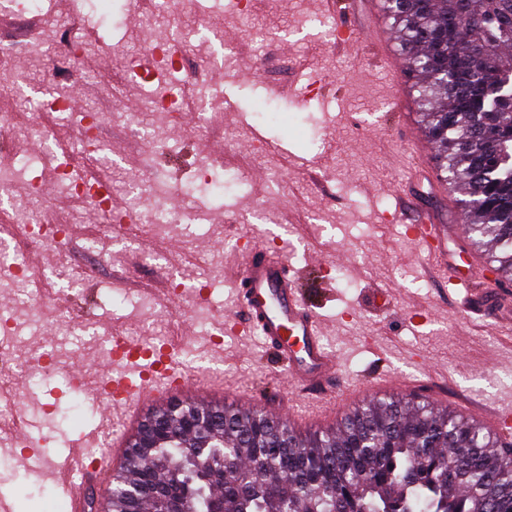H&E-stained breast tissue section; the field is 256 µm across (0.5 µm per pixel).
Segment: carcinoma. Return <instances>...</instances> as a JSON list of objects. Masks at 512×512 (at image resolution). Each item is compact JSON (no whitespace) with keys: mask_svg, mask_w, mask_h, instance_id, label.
<instances>
[{"mask_svg":"<svg viewBox=\"0 0 512 512\" xmlns=\"http://www.w3.org/2000/svg\"><path fill=\"white\" fill-rule=\"evenodd\" d=\"M404 34L437 168L469 196L472 240L512 277V0H383ZM448 100L444 107L436 105ZM502 443L419 396L374 397L336 429L300 433L261 408L150 413L105 512H512Z\"/></svg>","mask_w":512,"mask_h":512,"instance_id":"carcinoma-1","label":"carcinoma"}]
</instances>
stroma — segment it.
<instances>
[{
    "instance_id": "1",
    "label": "stroma",
    "mask_w": 512,
    "mask_h": 512,
    "mask_svg": "<svg viewBox=\"0 0 512 512\" xmlns=\"http://www.w3.org/2000/svg\"><path fill=\"white\" fill-rule=\"evenodd\" d=\"M327 15L325 0H181L155 17L130 0H110L105 12L88 0H40L33 13L0 11V39L54 42L63 24L77 22L95 37L77 67L62 68L59 54L47 50L0 71V113L14 115L0 160L39 153L31 130L41 123L53 126L61 140L78 137L75 127L28 102L33 88L67 90L76 83L80 107L99 113L112 177L138 173L152 159L155 180L143 188V206L174 209L159 194L161 181L201 185L205 173L218 169L237 179L223 195L202 193L205 206L194 223L140 224L124 245L100 231L93 205L66 196L50 175L42 177L49 194L35 198L28 176L15 178L10 200L0 204V239L10 238L13 211L25 206L73 232L72 250L39 248L26 261L51 275L53 289L68 290L75 332L63 334L54 305L46 304L16 346L20 361L32 349L57 346L58 376L39 385L22 369L0 377L18 386V405L41 425L30 443L5 456L0 472L13 491L33 495L36 512H53L57 494L50 479L32 480V455L50 462L98 422L87 410L76 423L59 422L76 400L69 390L73 370L81 369L90 385L111 372L81 327L86 307L138 342L145 341L149 324L173 321L186 352L202 359L207 377L223 381L222 404L243 399L309 409L263 354L259 337L228 333L222 346L208 345L218 320L197 310L194 295L172 288L176 281L209 283L214 307L227 310L231 285L224 273L240 268L254 240L301 269L326 342L351 380L374 390L395 378L393 395L422 394L484 424L512 411V342L496 327L472 324L460 305L461 290L400 236L399 225L385 221L409 176V144L397 129L399 114L419 113L411 80L389 78L369 36L337 51L317 26ZM168 33L187 37L180 67L156 70L153 82L219 81L224 88L220 95L207 93L204 114L173 123L150 109L152 82L121 78L126 64ZM228 96L238 111H225ZM256 126L270 139L288 141L293 154L314 158L315 168L302 169L293 155L265 147L253 135ZM147 129L155 132V143L143 140ZM265 207L273 223H258ZM87 268L93 281L80 277ZM378 289L386 292L387 307L375 305Z\"/></svg>"
}]
</instances>
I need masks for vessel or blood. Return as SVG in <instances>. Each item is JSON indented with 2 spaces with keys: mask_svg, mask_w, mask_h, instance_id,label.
Returning <instances> with one entry per match:
<instances>
[{
  "mask_svg": "<svg viewBox=\"0 0 512 512\" xmlns=\"http://www.w3.org/2000/svg\"><path fill=\"white\" fill-rule=\"evenodd\" d=\"M337 19L336 42H354L366 29L382 30L373 0H333ZM394 223L405 225L416 243L449 283L463 290L462 304L468 314L494 321L504 335H512V294L492 289L474 293L472 283L485 272L483 264L470 257L458 225L452 224L445 208L421 206L416 195L405 194ZM236 292L233 308L224 315L228 332H254L263 339L289 381L320 400L356 398L361 388L339 372L336 358L326 349L321 336L320 316L303 296L295 272L287 259L254 246L246 251L243 269L233 276ZM112 342L126 346L127 336L116 331ZM122 377L112 381V407L105 417L113 428L130 426L148 401L171 390L207 395L218 391L215 382L199 384L195 376L172 366L162 357L128 350L122 356ZM35 424L28 414L0 426V438L11 441L29 435ZM124 448H113L110 459L90 468L81 453H69L52 461L56 481L71 512H86L89 482L108 480L113 461L123 459Z\"/></svg>",
  "mask_w": 512,
  "mask_h": 512,
  "instance_id": "vessel-or-blood-1",
  "label": "vessel or blood"
}]
</instances>
